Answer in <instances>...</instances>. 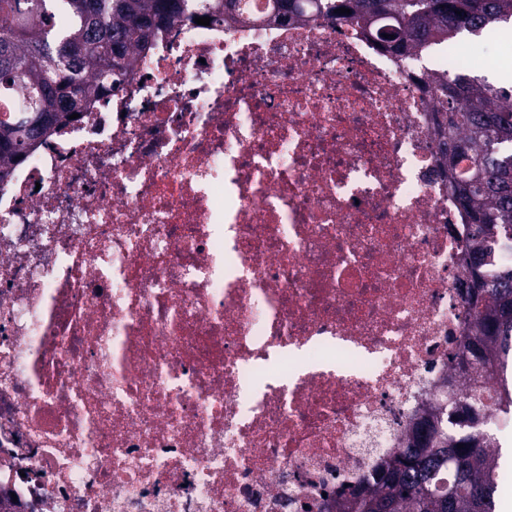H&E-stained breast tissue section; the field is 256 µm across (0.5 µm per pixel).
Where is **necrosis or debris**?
<instances>
[{
    "label": "necrosis or debris",
    "mask_w": 512,
    "mask_h": 512,
    "mask_svg": "<svg viewBox=\"0 0 512 512\" xmlns=\"http://www.w3.org/2000/svg\"><path fill=\"white\" fill-rule=\"evenodd\" d=\"M161 29L0 187V491L334 512L462 343L427 73L351 24Z\"/></svg>",
    "instance_id": "1"
}]
</instances>
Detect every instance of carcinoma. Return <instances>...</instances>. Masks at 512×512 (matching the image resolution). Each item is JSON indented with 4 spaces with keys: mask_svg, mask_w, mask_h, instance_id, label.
<instances>
[{
    "mask_svg": "<svg viewBox=\"0 0 512 512\" xmlns=\"http://www.w3.org/2000/svg\"><path fill=\"white\" fill-rule=\"evenodd\" d=\"M236 0H0V185L48 132L116 91L131 72V52L165 26L198 14H231ZM345 7L349 14H339ZM461 14H456V11ZM286 22L317 16L356 23L391 49L428 50L512 20V0H273ZM391 38L386 39L384 35ZM436 107L464 136L445 147L450 166L473 167L450 188L476 231L467 234L468 333L456 373L484 383L498 415L512 413V390L498 383L512 353V263L491 273L488 246L512 254V86L469 74L433 80ZM20 92L18 112L7 106ZM411 430L367 485L336 500L335 512H495L498 449L487 408L470 393L448 392Z\"/></svg>",
    "mask_w": 512,
    "mask_h": 512,
    "instance_id": "obj_1",
    "label": "carcinoma"
}]
</instances>
